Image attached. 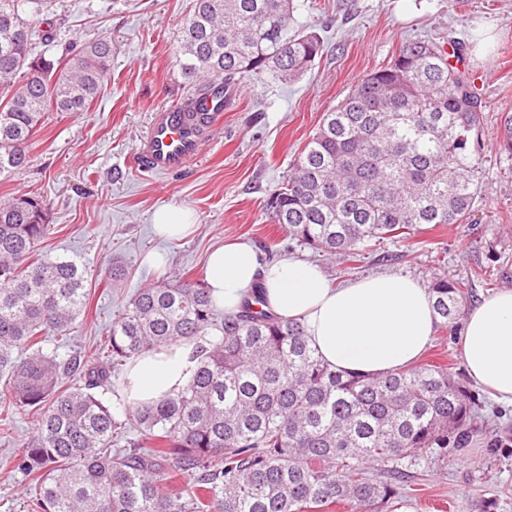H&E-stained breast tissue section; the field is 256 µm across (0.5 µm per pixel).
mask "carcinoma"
Instances as JSON below:
<instances>
[{
	"label": "carcinoma",
	"instance_id": "carcinoma-1",
	"mask_svg": "<svg viewBox=\"0 0 512 512\" xmlns=\"http://www.w3.org/2000/svg\"><path fill=\"white\" fill-rule=\"evenodd\" d=\"M294 0H192L175 62L218 97L245 77L294 81L324 43ZM34 0H0V181L31 163L45 113L85 112L112 65L98 35L52 60ZM484 106L443 46L415 39L323 114L270 197L273 222L301 245L349 258L424 224H461L478 197ZM499 151L512 156V113ZM47 204L0 201V380L10 406L37 414L16 466L41 512H376L401 497L408 464L472 433L475 398L431 362L382 375L331 367L295 319L253 301L218 317L203 280L139 289L112 321L106 361L45 346L85 313L90 271L39 253ZM464 284L437 277L435 324L460 315ZM193 344L188 383L160 401L118 398L112 373L143 354ZM77 376V387H63ZM120 430L135 438L112 447Z\"/></svg>",
	"mask_w": 512,
	"mask_h": 512
}]
</instances>
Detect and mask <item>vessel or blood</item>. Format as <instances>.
<instances>
[{"label": "vessel or blood", "mask_w": 512, "mask_h": 512, "mask_svg": "<svg viewBox=\"0 0 512 512\" xmlns=\"http://www.w3.org/2000/svg\"><path fill=\"white\" fill-rule=\"evenodd\" d=\"M220 100L209 98L198 107L204 121L190 120L180 104L155 113L138 155V166L148 173L176 174L185 171L200 154L221 115Z\"/></svg>", "instance_id": "1"}]
</instances>
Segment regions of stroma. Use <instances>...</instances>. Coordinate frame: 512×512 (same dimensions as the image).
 Returning a JSON list of instances; mask_svg holds the SVG:
<instances>
[{"mask_svg":"<svg viewBox=\"0 0 512 512\" xmlns=\"http://www.w3.org/2000/svg\"><path fill=\"white\" fill-rule=\"evenodd\" d=\"M297 20L326 50L297 82L272 76L238 82L234 104L201 156L186 171L151 175L134 164L154 112L193 97L174 54L191 0H53L54 45L103 34L112 40L106 88L85 112H49L32 147L31 166L0 182V200L36 193L48 205L42 249L81 257L91 272L87 310L70 334L71 348L94 358L115 315L145 284L200 279L212 250L245 240L256 250L277 243L278 256L316 262L332 283L377 273L422 285L437 276L468 285L464 309L495 290L512 289V157L493 144L500 118L512 111V0H295ZM426 39L468 44L465 65L484 105L480 203L465 224L426 225L408 240L386 239L350 261L291 240L265 208L297 153L363 76L386 64L402 44ZM190 210L193 234L159 236L157 209ZM122 265L121 287L105 277ZM461 328L435 329L421 359L465 376ZM482 409L465 447L449 446L441 464L417 459L397 512H512V407L470 385ZM36 416L0 408V512H34L35 484L16 466Z\"/></svg>","mask_w":512,"mask_h":512,"instance_id":"obj_1","label":"stroma"}]
</instances>
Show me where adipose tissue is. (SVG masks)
Masks as SVG:
<instances>
[{
  "label": "adipose tissue",
  "instance_id": "obj_1",
  "mask_svg": "<svg viewBox=\"0 0 512 512\" xmlns=\"http://www.w3.org/2000/svg\"><path fill=\"white\" fill-rule=\"evenodd\" d=\"M206 283L228 314L263 287L267 309L300 321L327 363L353 373L381 374L416 362L435 327L429 294L413 278L375 274L333 286L318 264L299 258L265 263L246 242L210 254ZM192 350L182 343L140 357L128 373L129 402L152 403L181 390L194 366ZM460 356L487 395L512 405V289L469 311Z\"/></svg>",
  "mask_w": 512,
  "mask_h": 512
}]
</instances>
